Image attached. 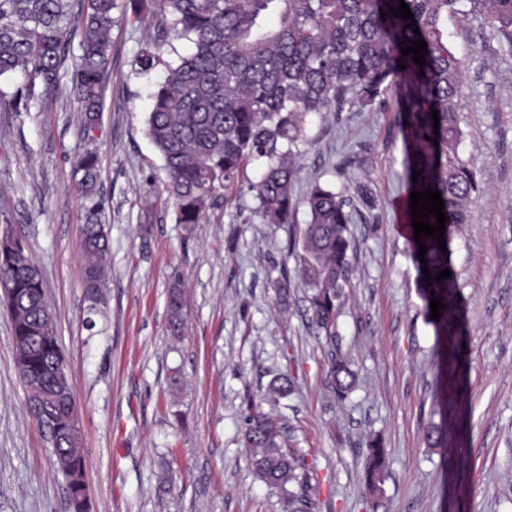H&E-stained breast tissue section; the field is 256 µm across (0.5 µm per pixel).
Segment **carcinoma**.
Segmentation results:
<instances>
[{"label":"carcinoma","mask_w":512,"mask_h":512,"mask_svg":"<svg viewBox=\"0 0 512 512\" xmlns=\"http://www.w3.org/2000/svg\"><path fill=\"white\" fill-rule=\"evenodd\" d=\"M420 34L394 15L398 0H153L151 33L136 64L149 72L166 71L152 92L146 134L159 153L167 181L165 191L176 208V222L197 224L207 207L224 198L251 161L260 173L251 191L266 224H286L296 209L292 185L298 159L309 139L304 116L340 112L346 105L367 108L390 96L406 155L407 192L437 190L449 220L441 240L469 222V206L478 190L475 173L459 158L462 137L459 108L465 99L463 59L448 41V19L469 5L500 41L512 47V0H404ZM146 0H0V78L18 76L11 93L15 106H47V95L61 79L68 43L66 29L81 22V55L71 73L82 112L83 132L99 126L106 86L114 11L125 7L133 21L141 19ZM386 17H381V13ZM185 39L190 52L177 53L173 42ZM422 39L425 65L419 67L401 48ZM176 58L168 61L164 53ZM406 68H398V64ZM439 132H434L432 111ZM99 158L82 153L75 165L83 196L94 197ZM421 172L413 182V170ZM303 203L309 222L294 235L292 249L300 266L317 335L335 337L342 289L352 272L351 216L348 199L319 183L311 185ZM81 247L85 294H101L108 263V244L100 206L88 207ZM427 263L416 262L426 314L430 301L445 308L434 322L438 335H457L448 313L454 277L427 285L430 276L450 267L437 240L424 239ZM0 279L14 289L11 319L14 362L26 361L31 372L27 401L44 396L42 410L64 441L52 449L65 477L70 512H90L86 460L81 435L71 433L70 385L55 376L63 359L38 269L25 254L23 240L9 254L0 253ZM435 294H430V291ZM167 330L184 334L185 299L180 279L170 285ZM326 382L344 399L355 373L339 354L329 358ZM295 384L290 371L277 373L265 394L251 400L244 419V443L258 478L282 493L288 512H314L306 452L292 447L291 430L265 411L268 399L284 398ZM364 481L370 493L380 491L386 450L380 439L365 442Z\"/></svg>","instance_id":"1"}]
</instances>
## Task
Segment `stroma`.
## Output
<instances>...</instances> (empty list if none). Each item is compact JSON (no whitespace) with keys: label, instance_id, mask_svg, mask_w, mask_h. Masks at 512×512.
<instances>
[{"label":"stroma","instance_id":"35a3bbf8","mask_svg":"<svg viewBox=\"0 0 512 512\" xmlns=\"http://www.w3.org/2000/svg\"><path fill=\"white\" fill-rule=\"evenodd\" d=\"M114 16L94 137L82 133L72 92L75 39L48 107L0 106V230L26 241L42 275L70 369L92 512H285L242 442L249 401L285 368L295 390L269 410L308 454L315 512H512V50L473 14L448 22V39L466 59L458 154L479 190L451 244L463 347L456 405L444 414L434 401L438 338L402 228L406 179L394 107L304 118L310 145L294 196L320 183L351 202L353 275L330 344L311 325L289 247L307 210L298 206L288 224L264 223L249 189L257 163L200 223H176L162 161L144 132L149 93L164 72H137L148 25ZM87 150L100 160L95 201L109 245L91 330L80 248L91 201L74 175ZM176 275L187 310L178 340L166 315ZM283 277L284 303L276 290ZM333 348L357 373L342 401L323 383ZM14 355L0 304V512H68L65 478L27 409ZM441 423L449 442L436 448L425 434ZM370 435L388 450L374 496L363 483Z\"/></svg>","mask_w":512,"mask_h":512}]
</instances>
